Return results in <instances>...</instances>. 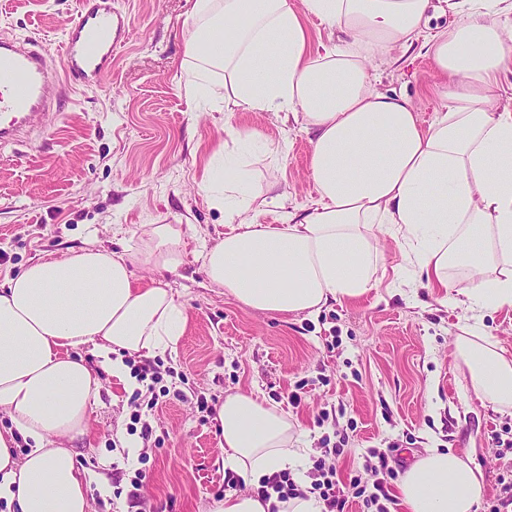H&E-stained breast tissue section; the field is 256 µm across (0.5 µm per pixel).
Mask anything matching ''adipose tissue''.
<instances>
[{"instance_id": "adipose-tissue-1", "label": "adipose tissue", "mask_w": 512, "mask_h": 512, "mask_svg": "<svg viewBox=\"0 0 512 512\" xmlns=\"http://www.w3.org/2000/svg\"><path fill=\"white\" fill-rule=\"evenodd\" d=\"M452 15L434 30V12ZM336 30L311 51L307 21ZM186 43L188 94L225 109L285 112L311 132L318 198L280 224L253 217L262 154L238 138L224 175L201 189L234 224L205 247L209 283L250 308L317 312L372 288L387 231L411 268L440 287L461 265L462 311L512 308V0H196ZM421 44L445 76L444 110L422 124L403 96L378 92L369 62ZM223 79H215L216 71ZM185 236L146 225L115 251L89 242L39 259L0 283V503L7 512H89L85 472L70 440L84 436L102 374L128 382L124 354L173 349L185 316L172 289L135 286V270L174 273ZM92 345L97 359L80 354ZM457 358L483 401L512 407V355L490 336H456ZM224 466L255 480L301 477L305 449L286 416L242 394L216 407ZM26 453H19V446ZM398 488L407 512H478L471 459L428 447Z\"/></svg>"}]
</instances>
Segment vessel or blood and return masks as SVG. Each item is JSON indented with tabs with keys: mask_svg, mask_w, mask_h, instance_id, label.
Returning <instances> with one entry per match:
<instances>
[{
	"mask_svg": "<svg viewBox=\"0 0 512 512\" xmlns=\"http://www.w3.org/2000/svg\"><path fill=\"white\" fill-rule=\"evenodd\" d=\"M126 33L112 0H81L59 48L0 33V145L20 141L37 120L56 111L73 84L100 83L112 50Z\"/></svg>",
	"mask_w": 512,
	"mask_h": 512,
	"instance_id": "1",
	"label": "vessel or blood"
}]
</instances>
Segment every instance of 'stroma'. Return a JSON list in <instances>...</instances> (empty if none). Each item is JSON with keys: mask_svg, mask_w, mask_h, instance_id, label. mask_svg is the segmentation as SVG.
I'll use <instances>...</instances> for the list:
<instances>
[{"mask_svg": "<svg viewBox=\"0 0 512 512\" xmlns=\"http://www.w3.org/2000/svg\"><path fill=\"white\" fill-rule=\"evenodd\" d=\"M79 0H0V31L59 46L77 17ZM196 0H116L132 22L112 55V70L96 87L69 97L21 145L0 147V283L31 261L59 256L93 240L112 250L134 242L147 224L181 225L188 242L177 274L134 273L146 286L169 283L186 318L174 350L151 357L163 380L146 420L132 431L134 389L103 376L91 407V427L73 441L87 472L118 485L102 495L90 484L91 512L131 511L135 470L147 479L135 512H208L224 498V469L214 418L198 399L217 405L245 394L283 412L303 435L308 460L340 448V477L376 479L374 448L391 449L396 487L422 448H451L482 473L480 512H491L499 479L512 467L498 435L512 433V411L482 401L469 385L454 339L465 323L453 304L462 269L446 288L430 287L403 265L397 242L381 235L376 281L363 296L319 312H262L211 287L198 258L228 231V217L200 185L211 160L250 136L255 149L272 146L254 180L268 199L257 214L274 223L316 196L310 177L311 135L283 113L234 112L190 98L181 80ZM376 88L407 95L424 121L443 108L441 76L416 53L379 64ZM299 391V406L287 396ZM140 446L129 463L117 431Z\"/></svg>", "mask_w": 512, "mask_h": 512, "instance_id": "1", "label": "stroma"}]
</instances>
